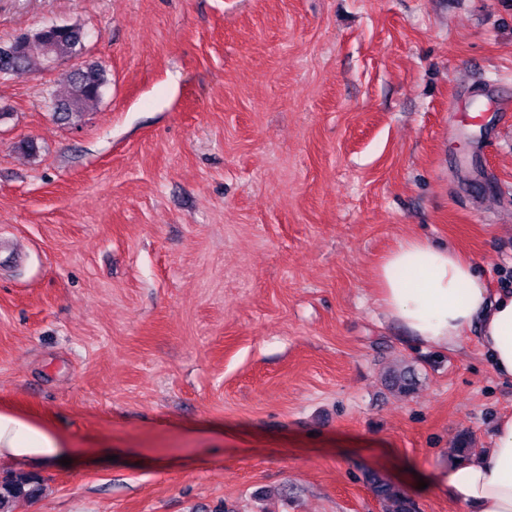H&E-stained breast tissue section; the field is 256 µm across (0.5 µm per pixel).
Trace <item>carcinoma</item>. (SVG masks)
<instances>
[{
	"mask_svg": "<svg viewBox=\"0 0 512 512\" xmlns=\"http://www.w3.org/2000/svg\"><path fill=\"white\" fill-rule=\"evenodd\" d=\"M44 30L24 32L25 50L10 65L9 72L15 74L27 71L35 65L51 68L59 61L73 57L81 50L75 33L62 31L54 38L52 49L48 50L44 41ZM108 79L106 71L97 64H88L80 69L65 72L53 93V102L57 119L69 121L85 112L87 106L98 101ZM415 386V375L407 370L391 380V389L400 396L409 395ZM476 448L472 436L464 433L460 436L455 455L467 459L475 455ZM368 482L376 498L383 504L385 512H412L411 502L404 491L396 484L378 476L371 475ZM40 492L39 479L31 474L19 473L0 482V512H11L12 502L17 498H31Z\"/></svg>",
	"mask_w": 512,
	"mask_h": 512,
	"instance_id": "carcinoma-1",
	"label": "carcinoma"
}]
</instances>
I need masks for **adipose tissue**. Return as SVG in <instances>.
<instances>
[{
  "mask_svg": "<svg viewBox=\"0 0 512 512\" xmlns=\"http://www.w3.org/2000/svg\"><path fill=\"white\" fill-rule=\"evenodd\" d=\"M375 283L381 306L409 337L451 350L478 329L495 374L512 381V293L488 288L456 247L406 236L378 263ZM69 453L68 442L44 424L0 411V463L47 468ZM431 481L462 512H512V415L496 423L491 447Z\"/></svg>",
  "mask_w": 512,
  "mask_h": 512,
  "instance_id": "ef3b65f1",
  "label": "adipose tissue"
}]
</instances>
